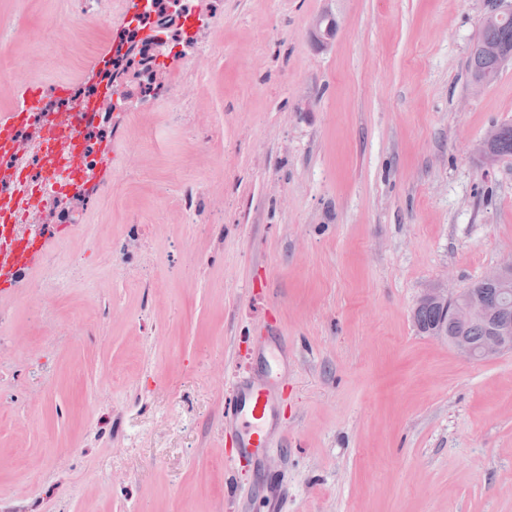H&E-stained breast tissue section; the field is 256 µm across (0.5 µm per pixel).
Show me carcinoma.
Instances as JSON below:
<instances>
[{"mask_svg": "<svg viewBox=\"0 0 512 512\" xmlns=\"http://www.w3.org/2000/svg\"><path fill=\"white\" fill-rule=\"evenodd\" d=\"M512 54V16L509 18L485 20L477 38L474 40L468 58V74L471 82L487 84L492 82L505 64L502 55ZM480 152L486 162L495 161L512 156V124L499 126L494 142L481 144ZM498 287L477 281L469 285L462 297L464 303H472L477 299L487 300L495 293ZM457 302L448 303V313L430 303H417L413 311V319L417 328L423 333L431 331L440 325L447 327L448 335L452 339L462 340L473 348L480 347L486 337L492 335L496 322L492 319H472L462 325L453 319V309Z\"/></svg>", "mask_w": 512, "mask_h": 512, "instance_id": "cac0c4a2", "label": "carcinoma"}]
</instances>
